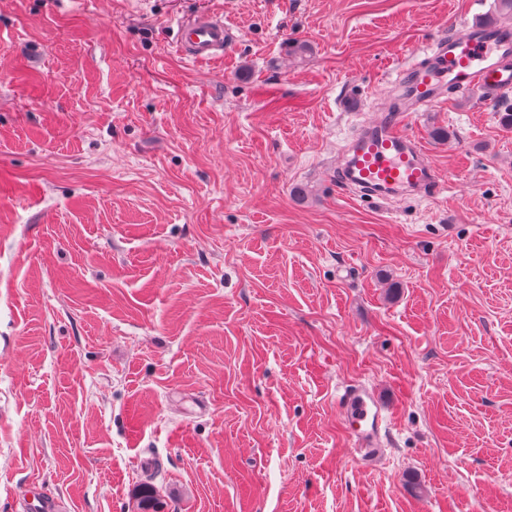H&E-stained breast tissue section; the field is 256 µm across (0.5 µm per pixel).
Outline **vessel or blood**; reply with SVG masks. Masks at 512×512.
I'll return each mask as SVG.
<instances>
[{"mask_svg":"<svg viewBox=\"0 0 512 512\" xmlns=\"http://www.w3.org/2000/svg\"><path fill=\"white\" fill-rule=\"evenodd\" d=\"M180 52L197 62L221 57L228 43L223 15L204 11L180 20L175 33ZM402 86L412 111L436 102L444 89H476L486 94L512 91V27L500 23L468 24L430 48L427 63L406 69ZM346 189L379 200L415 191L436 192L439 180L418 140L400 115L385 114L368 125L336 167ZM339 404L355 444L363 453L378 451L384 421L373 392L362 385L345 390Z\"/></svg>","mask_w":512,"mask_h":512,"instance_id":"obj_1","label":"vessel or blood"}]
</instances>
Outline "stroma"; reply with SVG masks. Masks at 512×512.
<instances>
[{
	"mask_svg": "<svg viewBox=\"0 0 512 512\" xmlns=\"http://www.w3.org/2000/svg\"><path fill=\"white\" fill-rule=\"evenodd\" d=\"M492 2L0 0V512H512L500 96L408 113L433 197L335 177ZM204 8L207 63L171 35ZM177 49L193 61L206 62L224 56L228 29L224 16L210 11L182 19L175 33ZM339 404L348 418L355 444L364 455L378 451L380 431L385 417L373 392L363 385H352L345 390Z\"/></svg>",
	"mask_w": 512,
	"mask_h": 512,
	"instance_id": "stroma-1",
	"label": "stroma"
}]
</instances>
